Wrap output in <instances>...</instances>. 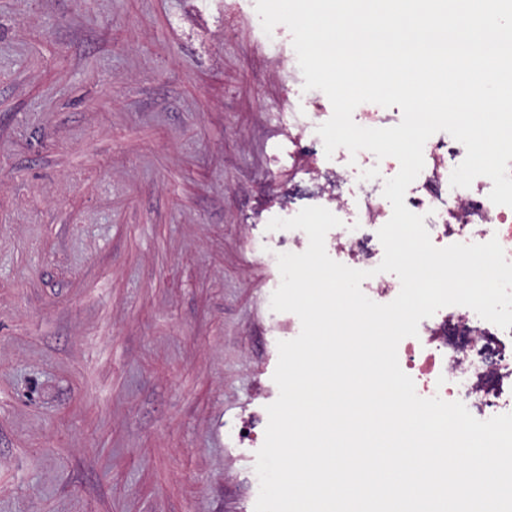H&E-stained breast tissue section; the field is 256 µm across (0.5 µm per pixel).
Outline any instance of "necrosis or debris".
I'll return each mask as SVG.
<instances>
[{"instance_id": "obj_1", "label": "necrosis or debris", "mask_w": 512, "mask_h": 512, "mask_svg": "<svg viewBox=\"0 0 512 512\" xmlns=\"http://www.w3.org/2000/svg\"><path fill=\"white\" fill-rule=\"evenodd\" d=\"M423 153L424 168L408 187L405 204L424 215L433 245L495 238L512 262V207L491 202V180L480 176L467 188L450 185L466 154L463 144L441 136L427 140ZM321 165L331 175L322 192L324 206L341 221L330 235L337 258L348 267L372 270L361 284L363 293L380 304L391 302L401 283L377 270L384 256L378 231L392 214L383 187L397 174L398 161L377 159L368 150L353 155L341 147ZM397 356L420 397L462 402L480 420L512 413V329H501L468 307L448 306L422 320L417 336L400 341Z\"/></svg>"}]
</instances>
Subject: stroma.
I'll use <instances>...</instances> for the list:
<instances>
[{
	"label": "stroma",
	"mask_w": 512,
	"mask_h": 512,
	"mask_svg": "<svg viewBox=\"0 0 512 512\" xmlns=\"http://www.w3.org/2000/svg\"><path fill=\"white\" fill-rule=\"evenodd\" d=\"M256 0H0V512H254L288 313L274 148L309 97Z\"/></svg>",
	"instance_id": "obj_1"
}]
</instances>
